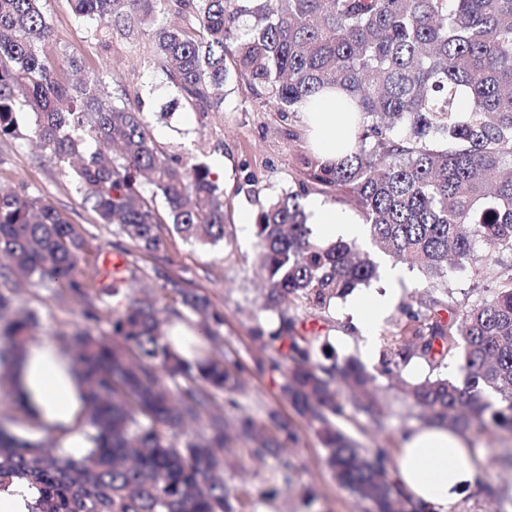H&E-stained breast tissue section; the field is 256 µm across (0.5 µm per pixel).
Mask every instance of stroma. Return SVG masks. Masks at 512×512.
<instances>
[{"mask_svg": "<svg viewBox=\"0 0 512 512\" xmlns=\"http://www.w3.org/2000/svg\"><path fill=\"white\" fill-rule=\"evenodd\" d=\"M42 10L53 32L43 52L58 62L59 80L77 84L78 75L65 59L81 58L84 70L99 77L104 96L124 94L131 105L141 107L161 145L205 160L218 173L230 242L191 243L171 227H163V267L174 279L206 294L224 316V358L242 367L244 381L243 389L233 394L234 406H226L225 414L247 415L263 422L274 410L291 421L298 437L279 456L262 462L252 459L248 440H233L230 452L224 455V483L236 497L235 512H374L370 502L337 482L316 428L296 416L284 399L282 377L270 370L253 336L255 329L269 332L277 324L276 314L261 307L254 217L260 203L299 189L300 160L311 153L304 113L276 112L233 73L224 82L221 108L195 111L156 65L152 28L114 30L97 19L75 16L68 0H43ZM66 168V163L30 140H0V186L48 200L71 223L84 229L93 255L113 254L120 248L127 252L139 283L117 296L98 300L99 332H110L113 309L124 308L140 297L142 285L157 290L161 304L172 305L174 296L155 279L150 260L84 207ZM484 262L485 253L479 248L469 268L449 270L448 296L455 306H468L483 296L484 285L473 276L472 269ZM58 292L55 283L37 278L11 292L14 308L34 312L38 318L33 343L46 341L59 347L64 338L85 327L83 304L60 301ZM306 327L315 331L320 346L333 358H360L378 375L376 397L386 415L384 436L372 432L367 416L353 406L347 419L341 420V427L364 447L383 442L390 450H398L403 434L420 424L417 408L398 383L424 379L430 373L429 366L415 358L399 365L395 377L379 375V359L366 357L347 298L337 300L324 319L307 321ZM466 437L484 464L475 476L474 489L464 493L456 512H512V433L493 426L474 427L467 430ZM283 486L288 489L284 495L279 492ZM490 487L495 490L491 496L486 493Z\"/></svg>", "mask_w": 512, "mask_h": 512, "instance_id": "35a3bbf8", "label": "stroma"}]
</instances>
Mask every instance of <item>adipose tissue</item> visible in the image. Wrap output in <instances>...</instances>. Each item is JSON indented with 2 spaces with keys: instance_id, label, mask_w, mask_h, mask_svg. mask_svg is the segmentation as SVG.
Here are the masks:
<instances>
[{
  "instance_id": "obj_1",
  "label": "adipose tissue",
  "mask_w": 512,
  "mask_h": 512,
  "mask_svg": "<svg viewBox=\"0 0 512 512\" xmlns=\"http://www.w3.org/2000/svg\"><path fill=\"white\" fill-rule=\"evenodd\" d=\"M306 118L320 157L336 160L350 154L353 128L335 94L322 95ZM308 221L325 240L364 234L350 212L330 204L312 203ZM399 276V271L389 270L383 291L353 303L354 325L364 338L366 355L375 352V328L396 301ZM15 388L40 431L58 437L68 454L78 456L89 447L82 428L86 408L83 391L65 353L46 342L28 347L15 368ZM481 464V456L469 448L461 431L423 425L404 434L396 456L395 480L426 512H454L462 493L472 487Z\"/></svg>"
}]
</instances>
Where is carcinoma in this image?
Returning a JSON list of instances; mask_svg holds the SVG:
<instances>
[{"instance_id":"carcinoma-1","label":"carcinoma","mask_w":512,"mask_h":512,"mask_svg":"<svg viewBox=\"0 0 512 512\" xmlns=\"http://www.w3.org/2000/svg\"><path fill=\"white\" fill-rule=\"evenodd\" d=\"M70 2L80 17L124 28L165 11L192 16L182 27L155 29V60L200 112L221 106L231 69L278 112H303L325 90L348 97L360 115L351 154L336 162L302 157L300 191L256 212L263 308L277 314V327L255 339L282 372L283 396L316 427L337 480L375 512H421L391 479L386 444L365 449L339 424L344 402L354 399L372 430L384 431L376 375L354 356L340 366L320 362L319 337L305 329L376 278L378 265L353 242L318 240L301 199L315 189L349 202L380 253L424 275L426 287L384 337L381 372L413 358L438 369L457 355L462 382L437 374L409 385L418 419L512 431V265L498 259L512 253V0ZM50 37L41 0H0V138L27 135L60 161L78 160L83 203L150 259L158 260L164 224L188 241H230L209 164L167 153L140 110L100 96L94 82L74 89L60 81L42 50ZM478 244L487 250L477 271L485 295L458 309L448 301V264L465 267ZM87 254L82 229L49 201L0 191V284L47 277L84 304L87 327L69 356L86 386L92 430V447L75 458L0 424V490L26 481L35 493L30 512H233L221 460L229 432L247 435L262 462L294 429L275 411L260 424L224 418L214 394L243 386L239 369L218 354L224 317L156 265L154 276L181 308L161 309L144 292L112 313L120 342L94 334L95 300L119 295L129 280L104 283ZM183 308L209 343L193 360L163 342L162 326ZM34 324L0 292V364L15 359ZM164 374L186 387L172 392Z\"/></svg>"}]
</instances>
